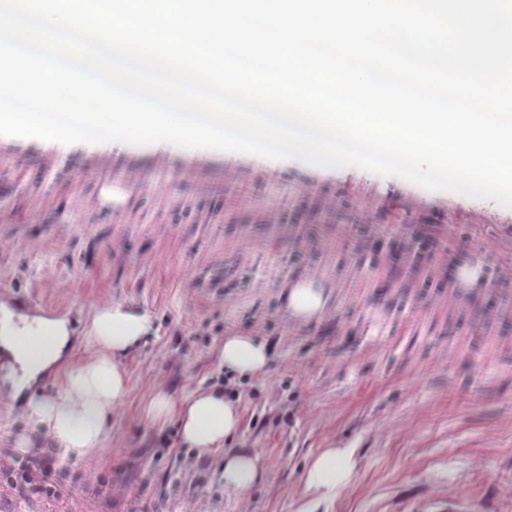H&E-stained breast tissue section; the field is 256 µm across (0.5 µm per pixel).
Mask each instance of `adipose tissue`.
Returning a JSON list of instances; mask_svg holds the SVG:
<instances>
[{"instance_id": "1", "label": "adipose tissue", "mask_w": 512, "mask_h": 512, "mask_svg": "<svg viewBox=\"0 0 512 512\" xmlns=\"http://www.w3.org/2000/svg\"><path fill=\"white\" fill-rule=\"evenodd\" d=\"M152 331L146 315L120 303L98 309L84 333L88 357L68 368L57 391L47 398H29L26 411L43 425L64 453L87 456L102 448L112 431V413L129 395V380L123 360ZM73 330L68 319L41 315H16L7 303H0V352L11 359V386L21 393L38 375L51 369L67 351ZM43 336L47 345L32 351L26 337ZM270 361L267 344L257 337L235 333L226 336L222 363L226 373L242 377L262 374ZM152 426L178 424L183 445L202 452L224 446L240 429L241 416L234 400L211 390H197L190 397L175 400L160 393L143 409ZM353 471L350 449L329 448L310 463L306 485L322 495L334 494L347 486ZM259 456L226 452L222 476L225 488L243 493L263 475Z\"/></svg>"}]
</instances>
